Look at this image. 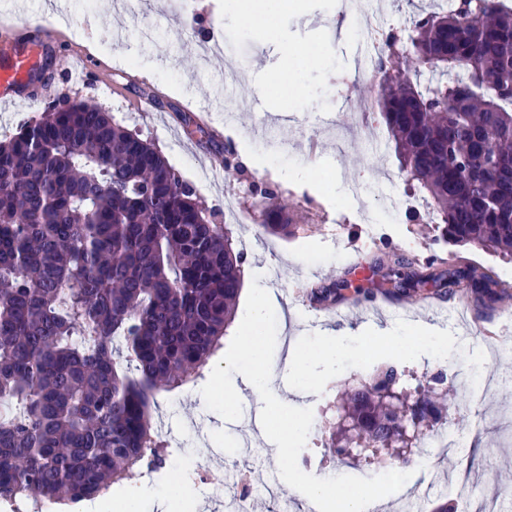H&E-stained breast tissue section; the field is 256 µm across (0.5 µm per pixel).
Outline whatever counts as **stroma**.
Returning a JSON list of instances; mask_svg holds the SVG:
<instances>
[{"label": "stroma", "mask_w": 512, "mask_h": 512, "mask_svg": "<svg viewBox=\"0 0 512 512\" xmlns=\"http://www.w3.org/2000/svg\"><path fill=\"white\" fill-rule=\"evenodd\" d=\"M168 0H142L129 9L126 0H0V21L17 14L40 16L59 33L50 41L53 65L50 79L57 95L97 104L114 120L148 139L167 158L176 172L191 183L200 200L211 209L234 205L247 222L246 228L229 225L233 238L249 230L254 243L245 251V274L266 275L275 268L278 279L272 290L277 306L268 322L269 367L277 382L299 383L289 362L294 353L307 352L324 331L363 328L367 332L363 359L342 356L335 373L314 381L308 396L274 393L267 397L243 390L234 397L214 388L215 377L225 366L246 358L244 324L249 296L241 294L237 314L224 333L223 348L211 358L195 381L163 394L153 421L166 438L162 468L146 471L137 467L112 487L113 497H122L145 483L157 490L181 483L192 493L193 512H221L218 500L195 484L197 471L245 462L260 473L271 474L288 512H305V497L293 488L294 481H307L334 474L336 495L359 496L377 492L388 499L389 512H406L422 506L430 512L441 497H455L459 482L454 470L459 457L472 460L468 481L478 501L492 502L501 492V482L512 476V376H500L496 385L481 393L459 388L457 414L448 422L469 439L465 452H444L417 442L414 461L401 473L410 489L391 493L386 469L376 464L341 463L324 446L318 429L322 408L336 401L350 381L373 379L390 364L409 377L410 386L428 384L436 374L454 379L471 374L489 343L474 328L460 322L456 313L467 309L471 318L495 322L500 333L512 332V259L471 246L437 242L431 221L409 223L405 210L387 212L382 201L370 199L368 212H360L349 189L351 183H386L400 199L411 197L393 150L373 155L366 148L369 137H386L383 126L367 128L361 109L370 99L355 82V68L364 43L351 32L346 9L336 0H288L275 18V38L263 41L252 31L250 19H224V0H196L187 19L167 12ZM213 38L233 44L234 52L205 55L204 44ZM105 66L99 78L75 80L66 77L63 59L79 64L86 50ZM287 62L297 99L283 104L270 86L266 68ZM150 84L158 92L161 107L143 111L136 88ZM207 110L200 132L190 134L185 121L192 103ZM266 159L264 165H243L233 173L224 167L232 151L233 137ZM308 167L309 179L288 178L289 170ZM275 187L287 204L293 223L304 225L296 237L264 232L262 206L249 191L250 183ZM382 224L387 236L366 244L364 227ZM360 259L372 254L407 253L426 258L438 252L458 255L472 263L491 267L503 287L502 295L487 306L476 307L466 295L447 301L434 299L432 286L419 288L409 300L387 303L381 316L347 301L305 300L295 304L294 292L301 286L297 271L315 266L317 287L349 277L365 288L381 287L380 277L368 268L351 269L344 262L348 253ZM420 321L437 327L448 337L447 355L396 360L387 355L372 331L378 327H401ZM248 409L252 418L267 411L292 417L304 415L312 425L299 441L289 461L274 458L272 448L259 430L249 433L248 448L236 445L233 423L224 419V403Z\"/></svg>", "instance_id": "35a3bbf8"}]
</instances>
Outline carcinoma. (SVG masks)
Here are the masks:
<instances>
[{
	"mask_svg": "<svg viewBox=\"0 0 512 512\" xmlns=\"http://www.w3.org/2000/svg\"><path fill=\"white\" fill-rule=\"evenodd\" d=\"M423 66L424 85L407 72ZM370 96L438 240L512 256V9L451 0L386 31ZM263 228L294 236L276 190L255 188ZM147 140L95 106L48 104L0 141V499L80 502L152 456L157 397L204 369L239 297L244 251ZM377 258L389 292L468 291L493 269ZM446 419L430 391L381 370L325 415V446L381 462Z\"/></svg>",
	"mask_w": 512,
	"mask_h": 512,
	"instance_id": "carcinoma-1",
	"label": "carcinoma"
}]
</instances>
